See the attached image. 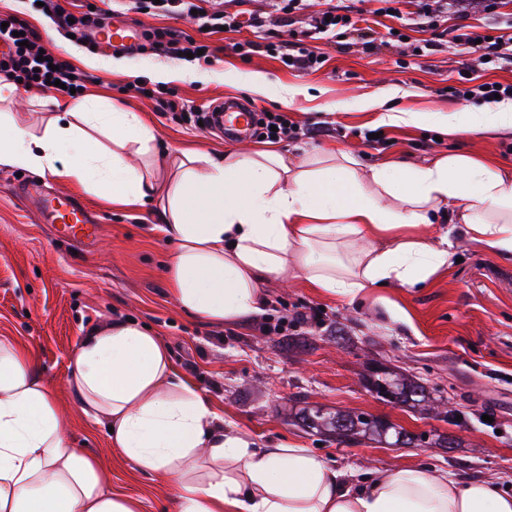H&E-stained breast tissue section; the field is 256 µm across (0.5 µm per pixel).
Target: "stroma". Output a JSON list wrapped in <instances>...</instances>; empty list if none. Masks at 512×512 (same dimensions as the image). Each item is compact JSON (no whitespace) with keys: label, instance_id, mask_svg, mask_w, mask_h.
Here are the masks:
<instances>
[{"label":"stroma","instance_id":"obj_1","mask_svg":"<svg viewBox=\"0 0 512 512\" xmlns=\"http://www.w3.org/2000/svg\"><path fill=\"white\" fill-rule=\"evenodd\" d=\"M323 0H305L292 27L310 34L326 61L315 71L286 68L266 52L241 58L230 43L265 38L278 28L280 0H246L266 29L208 36L211 60L186 62L152 50L125 55L127 68L96 70L87 94L103 110L140 113L154 128L159 151L200 149L212 154L261 145L260 135L229 139L199 125L211 104L238 98L258 112L286 111L297 137L281 142L289 158L315 148L353 153L361 166L384 158L422 165L453 151L491 158L512 169V133L439 138L437 127L377 129L367 98L383 96L384 107L402 112H477L481 97L449 99L448 88L469 74L471 85L512 83V57L484 65L477 52L431 35L432 49L412 54L381 36L366 41L314 34L313 18ZM0 13L27 22L51 48H67L64 29L46 33L36 0H0ZM169 69L154 90H176L175 111H158L155 100L125 92L148 78L153 66ZM260 71L274 87L302 85L308 96L283 107L276 95L255 96L247 77ZM42 194L75 195L99 226L91 247L56 237L25 187ZM151 207H112L101 193L51 174L0 167V338L31 352L50 386L52 401L70 443L97 458L112 489L140 501L142 512H175L165 481L140 472L114 448L104 424L86 417L68 382L70 362L88 329L115 319L148 326L167 345L176 367L193 379L223 414L225 424L249 434L259 446L292 443L318 452L327 462L361 475L370 469L428 465L459 478L490 477L512 489V260L467 243L458 229L440 220L434 236L448 235L457 257L421 288H370L339 299L300 280L264 287L270 302L289 311L317 309L318 320L281 332L262 329V316L216 324L186 313L170 289L167 264L176 242L158 230ZM376 370L417 378L434 408L425 412L381 400L369 379ZM326 412H367L414 434L417 446H391L378 438L337 441L327 430L302 425L304 406ZM453 438V447L442 445Z\"/></svg>","mask_w":512,"mask_h":512}]
</instances>
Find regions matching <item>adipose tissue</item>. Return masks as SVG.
Wrapping results in <instances>:
<instances>
[{
  "label": "adipose tissue",
  "mask_w": 512,
  "mask_h": 512,
  "mask_svg": "<svg viewBox=\"0 0 512 512\" xmlns=\"http://www.w3.org/2000/svg\"><path fill=\"white\" fill-rule=\"evenodd\" d=\"M96 106L89 98L55 103L35 133L1 112L0 166L111 187L123 208L161 202L163 230L177 242L173 292L210 321L259 313L270 279H302L341 297L418 287L454 255L448 238L434 244L419 232L439 215L485 252L512 258V174L485 158L450 152L366 172L332 148L298 162L273 147L161 158L142 115ZM431 120L451 139L512 132V100ZM70 369L84 415L112 426L113 446L138 470L165 480L178 512H512V493L493 479L421 467L352 480L310 449L256 446L225 426L157 336L128 320L91 329ZM0 512H140L136 500L107 488L93 456L71 446L32 357L6 338Z\"/></svg>",
  "instance_id": "obj_1"
}]
</instances>
